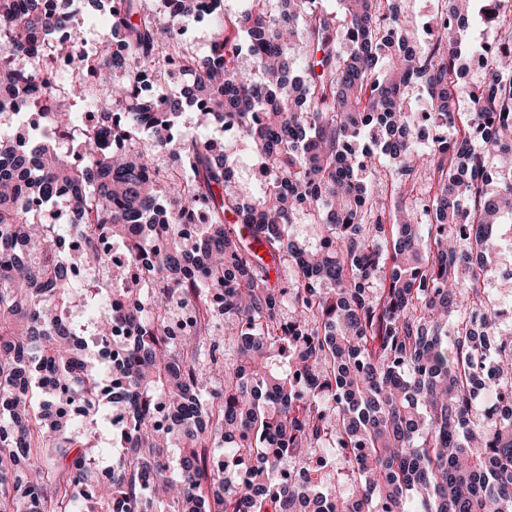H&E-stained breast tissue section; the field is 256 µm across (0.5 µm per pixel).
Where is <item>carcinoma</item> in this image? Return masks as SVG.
Wrapping results in <instances>:
<instances>
[{
    "label": "carcinoma",
    "mask_w": 512,
    "mask_h": 512,
    "mask_svg": "<svg viewBox=\"0 0 512 512\" xmlns=\"http://www.w3.org/2000/svg\"><path fill=\"white\" fill-rule=\"evenodd\" d=\"M123 2L92 52L71 0H0V124L31 108L40 126H71L51 105L62 61L103 86L68 81L67 97L123 113L128 137L177 143L160 167L147 150H99L96 126L75 152L0 138V512H512V412L476 419L479 400L512 399V337L482 288L498 231L512 230V0H439L420 49L405 0L334 12L249 0L230 20L211 0L206 54L182 28L198 0ZM476 3L501 35L469 87L464 61L485 50L469 30ZM173 65L188 78L179 94ZM147 73L150 102L137 94ZM416 86L455 140L417 143ZM188 98L201 121L231 122L267 182L239 175L222 141H174ZM58 197L83 242L70 263L106 267L105 237L126 253L97 284L103 348L115 322L129 331L112 396L65 319L76 287L45 219ZM300 215L323 245L292 232ZM142 278L152 294L137 303L122 284ZM492 356L497 381L482 389ZM34 365L54 377L39 407ZM74 404L86 434L104 406L126 418L109 483L74 437ZM319 456L341 458L347 485L325 484Z\"/></svg>",
    "instance_id": "carcinoma-1"
}]
</instances>
